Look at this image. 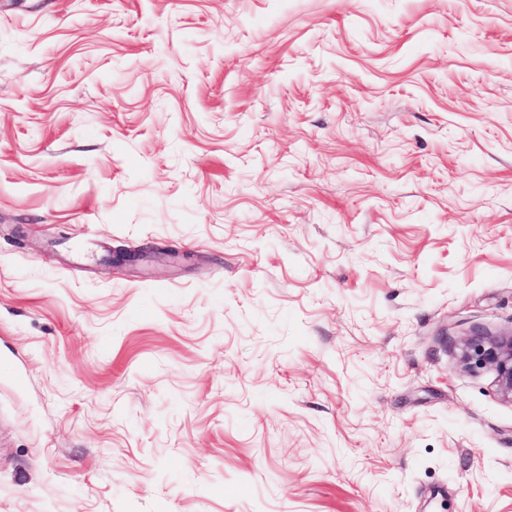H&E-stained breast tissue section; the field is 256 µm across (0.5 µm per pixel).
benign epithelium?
Masks as SVG:
<instances>
[{"mask_svg":"<svg viewBox=\"0 0 512 512\" xmlns=\"http://www.w3.org/2000/svg\"><path fill=\"white\" fill-rule=\"evenodd\" d=\"M459 365L469 371L491 369L500 396L512 402V330L469 336L461 346Z\"/></svg>","mask_w":512,"mask_h":512,"instance_id":"benign-epithelium-1","label":"benign epithelium"}]
</instances>
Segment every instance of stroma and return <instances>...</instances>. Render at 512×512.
I'll list each match as a JSON object with an SVG mask.
<instances>
[{
  "instance_id": "stroma-1",
  "label": "stroma",
  "mask_w": 512,
  "mask_h": 512,
  "mask_svg": "<svg viewBox=\"0 0 512 512\" xmlns=\"http://www.w3.org/2000/svg\"><path fill=\"white\" fill-rule=\"evenodd\" d=\"M510 329L512 0H0V512H512ZM459 365L469 371L491 369L500 396L512 402V330L469 336L461 346Z\"/></svg>"
}]
</instances>
